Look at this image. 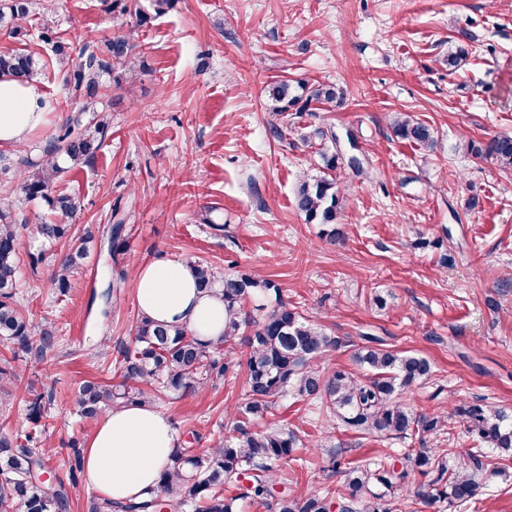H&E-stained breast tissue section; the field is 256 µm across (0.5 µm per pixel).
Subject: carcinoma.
Masks as SVG:
<instances>
[{
    "label": "carcinoma",
    "mask_w": 512,
    "mask_h": 512,
    "mask_svg": "<svg viewBox=\"0 0 512 512\" xmlns=\"http://www.w3.org/2000/svg\"><path fill=\"white\" fill-rule=\"evenodd\" d=\"M31 7L30 0H5L0 3V25L15 38L29 35ZM52 31V21L42 19L39 36L53 43L52 51L62 63L67 52L61 42L52 41ZM130 40L118 36L89 47L80 64L65 72L67 84L85 100L84 111L91 110L101 75L134 70ZM0 74L34 81L42 76L43 64L32 52L17 49L0 54ZM306 93L308 103L344 99V92L331 85L313 84ZM109 125L108 115L100 112L86 125L76 117L65 119L51 138L52 149L19 183L26 199L45 201L57 217L53 223L35 225L43 242L68 239L78 217L77 204L69 194H51V187L67 169L95 157ZM390 127L401 140L425 148L433 144L431 127L406 113L395 114ZM468 149L512 168V137H493L479 146L470 142ZM322 159L325 172L303 177L295 202L307 223L323 225L326 238L336 242L345 238L336 223L341 208L337 175L346 167L359 173L364 167L338 149L322 153ZM21 228L12 201L0 196V339L17 351H42L50 345L52 330L33 325L16 300ZM90 242L87 236L69 245L58 259L50 283L59 294L71 288V277L81 268ZM192 269L200 286L217 289L224 299V335L203 341L184 327H165L141 317L133 345L118 350L115 382L82 384L74 411L85 421H96L114 408L151 405L161 393H198L234 376L236 364L226 357L224 347L242 335L249 349L247 402L230 412L236 419L234 434L205 448L181 444L146 498L116 503L93 497L87 512H240L245 502L266 512H402L410 500L425 508L445 501L465 506L505 476L486 462V450L512 455L511 414L481 400H460L442 412L419 411L405 403L410 388L431 378L427 357L391 350L377 337L363 335L354 353L361 371L333 367L330 361L346 341L304 317L283 299L275 282L255 271L219 272L199 261ZM18 381L10 362H3L0 403L13 396ZM290 397L306 402L334 426L388 440L415 438L420 447L361 463L347 458L339 444H320V469L330 477L343 476V481L334 489L327 486L298 496L282 478L284 466L304 463L296 455L303 446L298 433L275 425L252 428ZM52 403L51 394L28 392L27 427L12 437H0V512H67L68 484L59 477L40 479L52 447L44 423ZM453 418L483 447L460 454L426 447L427 438L442 433ZM415 473L430 481L415 482Z\"/></svg>",
    "instance_id": "obj_1"
}]
</instances>
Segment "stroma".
Segmentation results:
<instances>
[{
  "label": "stroma",
  "mask_w": 512,
  "mask_h": 512,
  "mask_svg": "<svg viewBox=\"0 0 512 512\" xmlns=\"http://www.w3.org/2000/svg\"><path fill=\"white\" fill-rule=\"evenodd\" d=\"M32 3L33 23L49 15L70 64L132 29L137 68L102 77L95 108L111 120L103 145L53 186L81 207L76 234L95 235L69 292L49 283L56 249L32 243L19 256L16 299L54 339L40 359L0 345V359L21 375L15 398L0 406V436L25 429L28 390L52 392L47 466L67 476L69 441L87 443L95 429L74 415L76 393L84 381L112 379L141 315L137 272L159 257L260 272L305 317L350 339L336 353L347 369L365 333L426 356L433 376L408 394L416 409L483 399L512 412V171L468 149L512 136V0H174L161 15L149 0H127L124 11L112 0ZM141 13L149 19L139 28ZM22 47L45 62L39 84L57 106L24 147L10 149L0 174V196L14 201L31 238L32 225L53 216L44 201L25 199L18 175L42 157L58 123L91 114L50 44L0 27V53ZM461 47L465 59L448 66ZM282 80L294 95L320 81L343 89L344 100L285 108L269 94ZM392 112L428 124L433 147L396 138ZM318 128L364 164L363 175L342 179L341 244L294 203L298 180L319 174L331 146L314 137ZM118 224L127 248L115 255ZM377 294L385 309L373 304ZM232 352L235 379L159 401L179 440L205 447L232 432L226 410L244 403L247 370L245 347ZM274 419L308 441L330 427L294 401ZM489 461L504 479L439 512H512V457Z\"/></svg>",
  "instance_id": "1"
}]
</instances>
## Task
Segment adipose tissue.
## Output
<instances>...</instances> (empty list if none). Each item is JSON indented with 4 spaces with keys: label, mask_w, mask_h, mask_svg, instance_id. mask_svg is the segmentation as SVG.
I'll list each match as a JSON object with an SVG mask.
<instances>
[{
    "label": "adipose tissue",
    "mask_w": 512,
    "mask_h": 512,
    "mask_svg": "<svg viewBox=\"0 0 512 512\" xmlns=\"http://www.w3.org/2000/svg\"><path fill=\"white\" fill-rule=\"evenodd\" d=\"M49 99L36 84L0 77V147H12L43 126ZM140 311L154 322L188 328L202 340L224 331V300L199 289L184 262L160 257L140 268L136 282ZM178 439L162 411L128 406L103 415L82 454V474L99 497L139 499L157 485Z\"/></svg>",
    "instance_id": "obj_1"
}]
</instances>
